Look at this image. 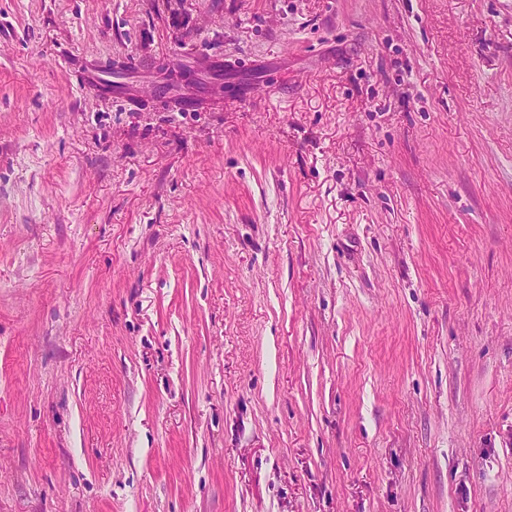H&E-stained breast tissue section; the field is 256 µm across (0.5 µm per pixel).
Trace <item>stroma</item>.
<instances>
[{
    "label": "stroma",
    "mask_w": 512,
    "mask_h": 512,
    "mask_svg": "<svg viewBox=\"0 0 512 512\" xmlns=\"http://www.w3.org/2000/svg\"><path fill=\"white\" fill-rule=\"evenodd\" d=\"M0 512H512V0H0Z\"/></svg>",
    "instance_id": "stroma-1"
}]
</instances>
